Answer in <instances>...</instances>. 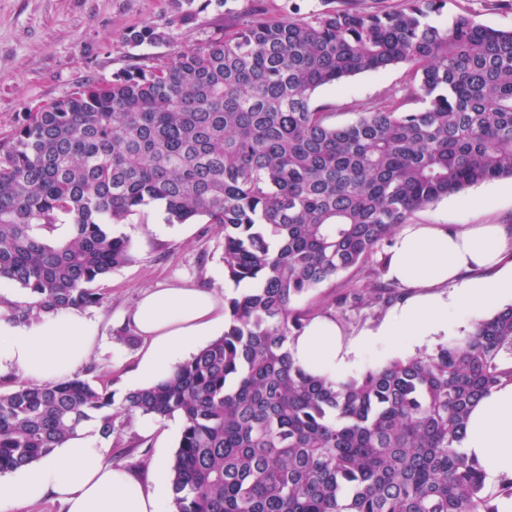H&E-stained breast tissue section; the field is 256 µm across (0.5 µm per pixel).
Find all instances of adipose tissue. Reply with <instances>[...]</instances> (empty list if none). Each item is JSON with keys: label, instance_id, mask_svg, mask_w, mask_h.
Listing matches in <instances>:
<instances>
[{"label": "adipose tissue", "instance_id": "ef3b65f1", "mask_svg": "<svg viewBox=\"0 0 512 512\" xmlns=\"http://www.w3.org/2000/svg\"><path fill=\"white\" fill-rule=\"evenodd\" d=\"M507 237L499 224H404L389 250L387 275L412 289V296L366 339L397 341L447 328L448 309L480 307L512 294V262L504 258ZM478 278H471V271ZM224 321V305L205 288L172 285L147 289L128 316L147 347L134 376L144 384L168 372ZM99 340L97 323L78 309L17 323L0 318V375L35 383L69 377L87 362ZM305 371L338 378L355 345L344 343L336 321L315 319L290 343ZM465 452L478 460L487 484L512 477V384L493 389L473 409ZM170 460L150 463L151 484L137 482L116 466L110 447L82 431L16 476L0 480V512L50 497L65 512H167L163 486Z\"/></svg>", "mask_w": 512, "mask_h": 512}]
</instances>
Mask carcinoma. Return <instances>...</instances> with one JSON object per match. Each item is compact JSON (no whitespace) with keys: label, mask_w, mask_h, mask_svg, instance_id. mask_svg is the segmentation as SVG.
<instances>
[{"label":"carcinoma","mask_w":512,"mask_h":512,"mask_svg":"<svg viewBox=\"0 0 512 512\" xmlns=\"http://www.w3.org/2000/svg\"><path fill=\"white\" fill-rule=\"evenodd\" d=\"M194 2L170 0L168 26L194 21ZM446 4L256 16L25 115L0 143V281L31 297L11 319L100 305L97 284L131 260L113 226L151 205L167 224L218 225L224 276L246 288L224 299L221 336L119 400L80 378L0 392V474L88 425L108 439L119 416L177 415L173 512H504L512 477L491 491L461 444L471 408L512 383V305L347 380L309 374L287 347L298 298L366 264L415 211L512 178V29L430 24ZM164 39L150 25L126 37ZM398 65L416 110L340 125L316 104Z\"/></svg>","instance_id":"obj_1"}]
</instances>
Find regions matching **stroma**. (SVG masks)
Masks as SVG:
<instances>
[{
  "label": "stroma",
  "mask_w": 512,
  "mask_h": 512,
  "mask_svg": "<svg viewBox=\"0 0 512 512\" xmlns=\"http://www.w3.org/2000/svg\"><path fill=\"white\" fill-rule=\"evenodd\" d=\"M199 12L194 24L167 27L169 0H0V142L9 141L29 110L60 99L88 82L103 83L113 73L152 56L173 57L179 52L225 32L224 10L233 8L239 21L256 14L306 15L323 8V0H229L227 7L196 0ZM458 14L473 16L494 28H512V0H448L431 24L445 26ZM152 25L164 30L166 39L138 48L127 44L131 30ZM411 79L408 66L382 73L363 72L346 81L321 88L316 102L332 112L340 123L357 118L366 105L390 104L402 111L416 109L403 87ZM414 224H500L512 235V179L486 181L442 198L415 212ZM132 243V259L113 270L99 286L102 305L89 308L103 336L89 360L98 375L110 380L116 396L130 390L145 341L128 335L125 316L145 289L165 283H187L210 288L219 297L237 296L239 287L224 276L221 256L224 234L214 224H168L160 210L148 207L118 225ZM373 280L370 268L344 272L299 298L295 307L307 319L329 314L336 317L344 339L357 340L379 326L394 311L393 305L341 308L337 300L350 289ZM505 300L480 308L453 307L448 329L420 340L404 337L394 344L372 340L353 357L347 376L395 358L432 353L440 344L466 334L475 319L505 307ZM117 433L109 439L112 459L138 481L148 482L149 462L157 455L172 456L183 422L174 417L162 421L142 416L117 419Z\"/></svg>",
  "instance_id": "1"
}]
</instances>
